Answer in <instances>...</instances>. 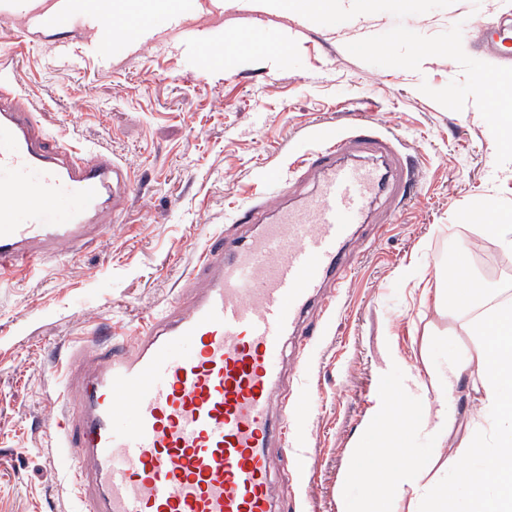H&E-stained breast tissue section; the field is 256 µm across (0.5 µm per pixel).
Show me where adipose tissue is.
I'll return each instance as SVG.
<instances>
[{
  "label": "adipose tissue",
  "mask_w": 512,
  "mask_h": 512,
  "mask_svg": "<svg viewBox=\"0 0 512 512\" xmlns=\"http://www.w3.org/2000/svg\"><path fill=\"white\" fill-rule=\"evenodd\" d=\"M89 13L142 18L183 14L187 0H84ZM437 307L451 309L472 336L469 360L479 370L475 413L483 420L457 435L455 417L448 413L460 382L455 358L427 372L410 367L402 387L410 403L398 410L375 409L366 423L374 446L383 450L374 459L369 449L351 453L350 476L364 487L354 512H448L450 500L428 474L432 460L419 456L406 443L407 434H424L436 446L450 437L458 442L454 483L470 491L468 512H512V300H500L478 277L452 284L447 272L436 274Z\"/></svg>",
  "instance_id": "obj_1"
}]
</instances>
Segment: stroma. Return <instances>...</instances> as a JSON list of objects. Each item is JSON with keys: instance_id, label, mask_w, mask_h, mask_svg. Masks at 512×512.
Segmentation results:
<instances>
[{"instance_id": "stroma-1", "label": "stroma", "mask_w": 512, "mask_h": 512, "mask_svg": "<svg viewBox=\"0 0 512 512\" xmlns=\"http://www.w3.org/2000/svg\"><path fill=\"white\" fill-rule=\"evenodd\" d=\"M22 2L0 0V77L47 133L95 144L130 168L132 183L126 208L105 216L91 245L0 286V512H72L57 482L56 392L60 361L78 339L107 325L131 333L172 301L204 238L244 200L273 197L315 131L336 133L360 113L400 138L419 179L392 223L364 225L354 277L323 335L308 348L292 341L280 361L305 367L297 448L307 466L284 477L280 451H271L281 512H346L362 496L348 473L351 450L365 443L372 411L395 405L403 363L431 367L469 344L464 326L435 308L437 264H452L456 242L467 240L469 274L512 298V271L495 270L502 251L461 221L512 216V163L493 161L495 141L474 101L455 112L420 90L462 80L461 67L433 56L411 71L352 55L355 37L396 25L387 12L331 28L253 11L234 30L222 0H194L182 29L153 19L150 39L107 63L88 21L39 31ZM510 15L505 0H455L404 23L428 37L462 23L464 51L485 62L475 23L494 27ZM231 39L235 51L213 63L210 50ZM390 345L400 362L385 361Z\"/></svg>"}]
</instances>
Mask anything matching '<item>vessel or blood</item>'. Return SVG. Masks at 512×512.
<instances>
[{
  "label": "vessel or blood",
  "instance_id": "obj_1",
  "mask_svg": "<svg viewBox=\"0 0 512 512\" xmlns=\"http://www.w3.org/2000/svg\"><path fill=\"white\" fill-rule=\"evenodd\" d=\"M36 17L69 29L80 0ZM479 42L512 61V23ZM314 193L254 200L203 244L174 302L110 343L81 338L61 375L58 439L79 512H277L271 449L289 464L302 403L277 362L291 336L322 335L354 265L357 224L394 214L411 182L396 136L350 125L294 162ZM130 172L112 157L48 136L0 79V283L89 242L105 207L127 201ZM287 399V414L275 412Z\"/></svg>",
  "mask_w": 512,
  "mask_h": 512
}]
</instances>
